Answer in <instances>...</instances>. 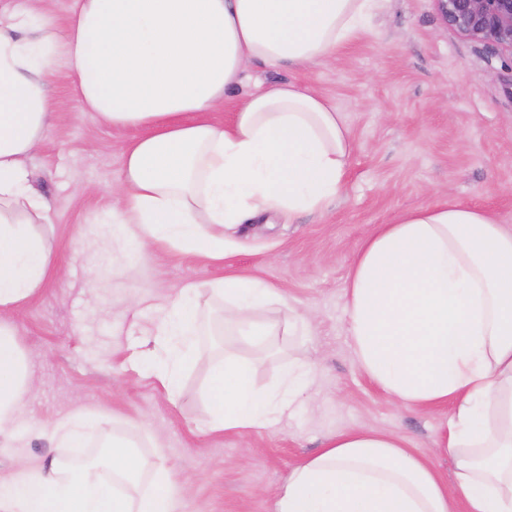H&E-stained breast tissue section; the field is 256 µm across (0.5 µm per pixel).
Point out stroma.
I'll use <instances>...</instances> for the list:
<instances>
[{
    "label": "stroma",
    "mask_w": 512,
    "mask_h": 512,
    "mask_svg": "<svg viewBox=\"0 0 512 512\" xmlns=\"http://www.w3.org/2000/svg\"><path fill=\"white\" fill-rule=\"evenodd\" d=\"M282 81L327 96L343 113L357 144L344 191L321 212L225 228L231 251L217 262L168 247L113 249L122 227L110 223L108 208L134 133L82 111L65 69L52 73L53 125L30 165L37 188L53 202L42 231L56 267L13 314L31 356L34 391L26 424L0 452V478L12 477L18 453L46 463L103 445L94 428L78 450L53 447L32 430V423H52L75 407L92 420L105 416L110 431L141 452L159 453L176 512H271L289 469L341 431L395 433L433 459L451 408L397 407L358 369L343 284L365 239L409 208L448 198L512 225V54L490 53L449 31L434 0H384L369 32L335 59L256 70L226 94L213 120L229 121L255 86ZM88 240L94 249H85ZM236 276L270 284L311 318L305 335L279 337V353L258 363L255 374L259 386L270 387L288 364L307 365L308 399L276 429L245 436L204 425L202 389L223 337H200L174 400L136 360L181 288ZM433 461L453 482L454 458Z\"/></svg>",
    "instance_id": "35a3bbf8"
}]
</instances>
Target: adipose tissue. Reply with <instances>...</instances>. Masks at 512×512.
<instances>
[{"label": "adipose tissue", "mask_w": 512, "mask_h": 512, "mask_svg": "<svg viewBox=\"0 0 512 512\" xmlns=\"http://www.w3.org/2000/svg\"><path fill=\"white\" fill-rule=\"evenodd\" d=\"M380 0H0V437L21 422L31 390L14 310L41 288L52 251L39 233L50 199L29 159L52 122L48 78L69 72L83 111L134 129L112 189V219L136 249L167 246L224 257V228L276 211L324 210L343 190L355 144L335 105L293 82L249 95L230 122L211 112L257 65L323 63L360 37ZM200 288L165 309L149 367L169 397L195 358ZM357 367L403 407L452 405L434 458L456 459L454 487L395 434L328 436L291 470L273 512H512V226L444 200L381 225L353 258L343 288ZM224 332L259 348L303 333L305 319L259 312L282 298L267 284L225 279ZM255 364L225 352L204 391L207 426L272 430L306 394L308 370L289 365L258 388ZM20 482L0 512H174L167 469L115 435L91 459L17 458Z\"/></svg>", "instance_id": "adipose-tissue-1"}]
</instances>
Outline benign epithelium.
<instances>
[{"mask_svg": "<svg viewBox=\"0 0 512 512\" xmlns=\"http://www.w3.org/2000/svg\"><path fill=\"white\" fill-rule=\"evenodd\" d=\"M453 33L489 52L512 53V0H434Z\"/></svg>", "mask_w": 512, "mask_h": 512, "instance_id": "1", "label": "benign epithelium"}]
</instances>
